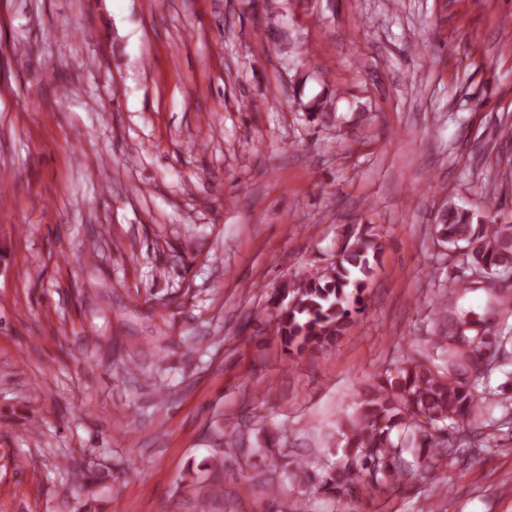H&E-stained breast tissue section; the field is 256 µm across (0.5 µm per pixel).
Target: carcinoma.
<instances>
[{
  "instance_id": "carcinoma-1",
  "label": "carcinoma",
  "mask_w": 512,
  "mask_h": 512,
  "mask_svg": "<svg viewBox=\"0 0 512 512\" xmlns=\"http://www.w3.org/2000/svg\"><path fill=\"white\" fill-rule=\"evenodd\" d=\"M437 234L448 246L463 250L482 277H512V224L476 219L454 206L440 216ZM380 249L372 237L359 235L342 246L321 275L280 289L276 328L290 351L328 344L346 332ZM492 340L481 323L459 320L434 339L446 356L445 366L414 360L377 375L356 393V413L341 431L337 447L343 449L344 463L303 461L293 475L340 496L365 481H401L412 458L421 470L431 472L441 457L452 458L481 444L474 424L479 395L463 375Z\"/></svg>"
}]
</instances>
